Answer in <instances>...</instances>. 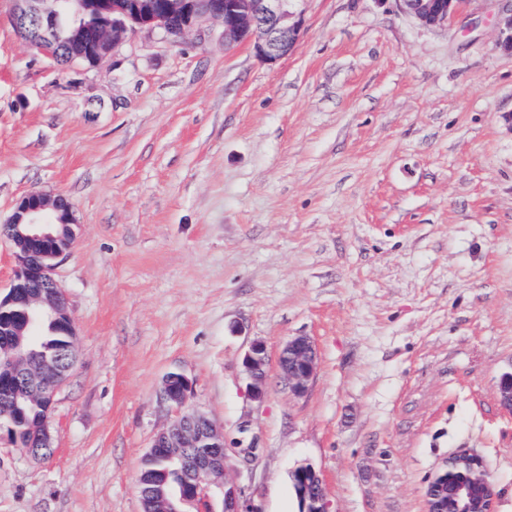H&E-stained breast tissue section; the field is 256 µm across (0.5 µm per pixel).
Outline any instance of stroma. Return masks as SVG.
<instances>
[{
  "instance_id": "35a3bbf8",
  "label": "stroma",
  "mask_w": 512,
  "mask_h": 512,
  "mask_svg": "<svg viewBox=\"0 0 512 512\" xmlns=\"http://www.w3.org/2000/svg\"><path fill=\"white\" fill-rule=\"evenodd\" d=\"M0 0V222L40 190L79 222L55 276L78 360L54 454L0 431V512H140L172 371L220 427L248 512H425L448 455H480L512 512V0L427 28L395 0H308L272 64L209 23L143 28L94 69L34 57ZM312 339L302 395L279 379ZM267 353L251 400L243 358ZM254 449L252 460L238 451ZM280 377L293 394H303L315 370V346L307 336L288 340L279 357ZM294 471L299 511L302 508L300 512H329L321 474L310 465L300 466Z\"/></svg>"
}]
</instances>
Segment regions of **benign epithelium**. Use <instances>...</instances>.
Instances as JSON below:
<instances>
[{
	"label": "benign epithelium",
	"instance_id": "7a95c632",
	"mask_svg": "<svg viewBox=\"0 0 512 512\" xmlns=\"http://www.w3.org/2000/svg\"><path fill=\"white\" fill-rule=\"evenodd\" d=\"M77 0H14L13 28L31 51L54 60L66 52V67L95 68L115 53L127 36L138 28L160 30L173 41L197 31L207 23L223 26L224 45L247 43L263 61L274 62L291 53L303 26L307 0H98L104 25L80 24L62 43L59 19L71 13ZM403 12L425 27L448 24L463 0H397ZM499 46L512 54V15L503 20ZM78 223L71 203L63 196L41 191L22 196L0 233L14 249L15 270L6 295L0 296V390L14 394L0 406V427L12 431L22 410L18 398L31 388L42 390L48 413H53L56 389L68 378L72 366L61 365L62 353L37 354L44 371L53 375L47 386L40 378L19 370L17 361L32 354L24 337L33 328L49 325L69 336L74 352L76 329L68 301L55 278L58 259L66 255L76 238ZM248 377V395L261 402L267 395L266 347L250 345L243 358ZM280 377L288 390L300 395L307 390L315 370V346L306 336L288 340L279 357ZM190 379L182 372L168 373L161 395L174 410L169 425L153 439L146 458L174 454L178 448L201 449L200 459L189 477L179 482L176 498L162 494L159 512H215L209 490L223 496L222 512H243L239 486L228 478L223 436L211 418L189 404ZM52 417L30 428L26 438L16 440L31 457L52 447ZM297 496L302 512H328L324 482L312 466L295 469ZM427 512H494V487L483 459L467 450L448 456L426 489Z\"/></svg>",
	"mask_w": 512,
	"mask_h": 512
}]
</instances>
